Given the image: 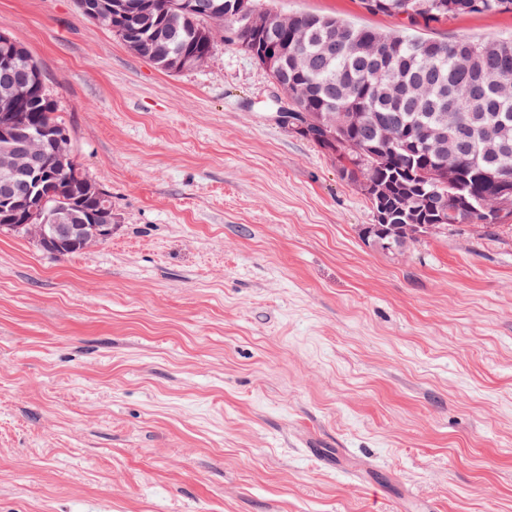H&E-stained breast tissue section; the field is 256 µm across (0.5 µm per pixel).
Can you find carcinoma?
<instances>
[{
    "label": "carcinoma",
    "mask_w": 512,
    "mask_h": 512,
    "mask_svg": "<svg viewBox=\"0 0 512 512\" xmlns=\"http://www.w3.org/2000/svg\"><path fill=\"white\" fill-rule=\"evenodd\" d=\"M371 15L395 17L417 12L416 25L430 26L476 15L512 14V0H355ZM156 0L150 23L116 13L113 33L135 54L164 71L177 63L191 68L210 56L218 31L241 45L264 51L271 48L272 78L293 88L281 126L294 131L305 118L317 126L302 137L336 161L341 179L360 187L365 170L395 185L383 200L369 199L373 216L385 213L388 222L371 225L368 245L388 253L407 250L411 243L400 224L412 210L426 223L448 211L446 230L457 224H476L492 231L501 223L489 219L486 198L500 197L504 215L512 216V92L500 91L512 81V36L473 40L459 36L436 40L414 35L408 28L378 30L358 26L332 15L299 13L273 20L264 31L243 28L241 35L227 28L226 16L236 0ZM0 96L20 83L34 86L20 104L0 103V122L11 130L13 146L26 145L41 162L40 188L48 207L71 212V223L98 220L104 202L84 190L80 173L70 179L73 193L56 195L60 173L56 153L61 147L35 138L47 127H60L55 103L44 89L40 67L19 42L0 41ZM433 127L447 140L445 159L419 138ZM351 143L336 152L327 133ZM32 177L24 171L0 180V198L27 203Z\"/></svg>",
    "instance_id": "obj_1"
}]
</instances>
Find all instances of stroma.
Wrapping results in <instances>:
<instances>
[{"instance_id": "obj_1", "label": "stroma", "mask_w": 512, "mask_h": 512, "mask_svg": "<svg viewBox=\"0 0 512 512\" xmlns=\"http://www.w3.org/2000/svg\"><path fill=\"white\" fill-rule=\"evenodd\" d=\"M0 32L114 224L66 255L0 233V512H512V226L370 247L365 196L223 38L165 72L76 0H0Z\"/></svg>"}]
</instances>
